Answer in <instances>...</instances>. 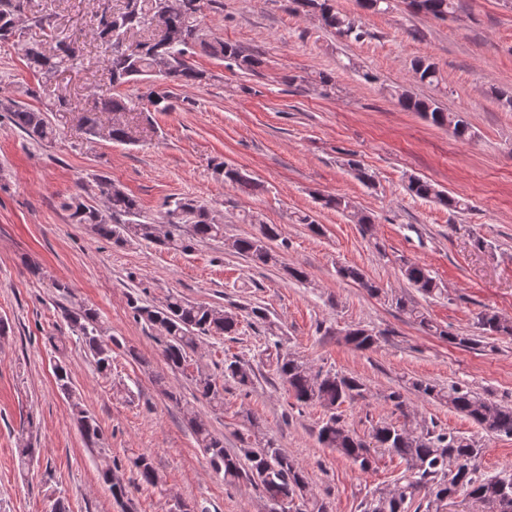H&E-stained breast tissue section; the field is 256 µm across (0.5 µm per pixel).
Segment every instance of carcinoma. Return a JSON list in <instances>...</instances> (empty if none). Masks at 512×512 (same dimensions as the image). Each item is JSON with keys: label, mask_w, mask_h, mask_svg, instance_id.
<instances>
[{"label": "carcinoma", "mask_w": 512, "mask_h": 512, "mask_svg": "<svg viewBox=\"0 0 512 512\" xmlns=\"http://www.w3.org/2000/svg\"><path fill=\"white\" fill-rule=\"evenodd\" d=\"M34 0H0V40L15 39L22 46L29 69L39 75V90L46 91L59 74L82 66L83 55L77 42L57 39L51 14L34 9ZM201 0H124L117 10L107 9L98 17V36L112 88L141 84L137 98L147 102L146 111L166 112L171 108V91L149 82L152 77L177 85L202 84L210 80L207 71L189 62L195 47L207 55L224 60L245 73H256L263 65L260 55L241 46L209 37L200 20ZM291 10L319 18L323 29L345 41H360L367 32L351 16L335 6V0H290ZM394 0H358L365 12L385 14L392 10ZM415 15L446 20L458 9L455 0H406ZM29 13L27 21L44 34L42 39H28L18 17ZM413 71L422 85L437 87L442 81L439 69L427 57L414 60ZM403 109L419 114L436 127L448 128L460 140L470 137V126L460 112H449L433 98H421L408 90L395 91ZM131 99L124 95H101L95 106L85 111L81 122L88 135L106 137L114 142L132 143L135 137L128 124L120 121L129 110ZM112 115V123L102 121L100 114ZM0 115L6 118L32 141L41 142L54 136L47 113L20 103L10 95H0ZM214 172L234 189L252 194L260 183L239 168L224 160L213 165ZM103 206L89 203L84 187L73 194L65 207L75 224H86L97 236L117 244L133 240L146 241L167 249L189 253L196 242L224 237V225L216 222L211 208L193 197H180L166 205L162 223L167 226L163 236L156 234V222L141 219L138 201L112 179L95 178ZM408 191L415 197L434 201L450 212L468 209V202L439 190L434 183L420 177L408 181ZM322 206L342 214H353L364 237H373L374 221L368 215L352 213V202L342 196L322 198ZM256 231L234 239L232 250L257 268L276 265L277 254L270 243L279 237L277 227L250 218ZM402 277L410 287L426 297L442 293L439 281L430 271L417 263L401 266ZM338 275L371 296L383 289L369 280L357 266H341ZM391 305L424 331L444 338L459 348H485L488 343L473 336H459L433 324L404 295L391 297ZM135 319L159 330L157 341L161 356L172 372H188L198 350L199 338L208 335L231 336L238 330L239 316L232 310H222L194 303L175 294L168 295L159 307L133 304ZM62 317L77 340L94 359L99 373L112 371V343L105 336L96 310L73 301L62 310ZM485 336L512 337V320L486 309L477 317ZM345 343L357 351H368L378 344L379 334L364 328H350L344 334ZM276 370L287 386L288 394L301 405H319L329 412L318 429V442L349 459L361 471L372 469L373 448H381L406 464L405 473L389 486L377 487L361 503L362 512H407V504L420 499L415 512H512V473L482 477L477 459L482 449L471 438L450 433L435 425L407 419L408 397L416 396L445 403L448 408L471 419L487 433L512 438V406L502 405L465 385L440 387L414 378L402 389L389 391L384 400L399 412L402 422H380L372 427L369 440L354 435L341 421L336 409L345 403L365 399L363 381L353 375L321 371L291 353L276 352ZM190 373V372H188ZM253 368L241 359L224 362V377L241 388L253 383ZM198 398L213 411H224V383L211 374L196 369L190 373ZM55 379L60 392L70 401L73 420L89 447L99 445L102 432L96 417L85 408L73 391L70 371L65 361L55 366ZM164 396L179 407L190 427L195 442L208 456L214 473L229 486L246 481L260 490L266 500H274L294 512H332L329 503L311 493L307 476L299 463L285 454L271 438H262L261 425L248 413L243 416L239 432L240 447L229 450L224 439L215 434L196 413L194 406L172 391ZM139 484L157 487L162 476L148 454H139L131 461ZM100 476L108 485L115 502L130 501V486L116 477L112 465L105 461Z\"/></svg>", "instance_id": "carcinoma-1"}]
</instances>
